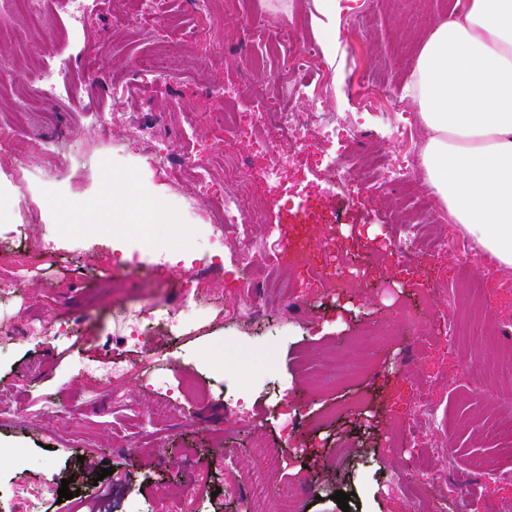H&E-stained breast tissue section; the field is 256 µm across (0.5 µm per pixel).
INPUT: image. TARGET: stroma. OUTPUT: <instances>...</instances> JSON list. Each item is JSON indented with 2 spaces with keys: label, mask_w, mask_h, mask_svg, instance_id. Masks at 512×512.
<instances>
[{
  "label": "stroma",
  "mask_w": 512,
  "mask_h": 512,
  "mask_svg": "<svg viewBox=\"0 0 512 512\" xmlns=\"http://www.w3.org/2000/svg\"><path fill=\"white\" fill-rule=\"evenodd\" d=\"M450 2L341 0L336 31L348 40L329 47L313 0H243L215 25L208 59L190 41L195 17L185 0H155L142 14L137 0H94L77 32L69 28L66 0H46L54 26L29 27L19 44L0 39V57L15 59L0 83V134L8 136L0 147V196L9 211L0 231L16 233L34 266L19 287L0 292V327L31 318L40 329L0 340V512H89L105 490L112 512H168L171 496L189 484L198 493L185 512H244L237 489L255 470L268 486L269 512H277L286 488L297 493L294 512H341L338 491L350 495L348 512H415L396 486L420 465L436 476L426 491L438 512H464L474 497L512 512V483L470 475L473 461L485 456L512 470V459L499 456L483 428L488 418L512 425V380L495 378L481 360L487 346L512 358V291H491L456 314L451 296L485 281L488 270L470 259L476 242L456 224L442 225L448 247L434 257L399 252L398 240L413 238L422 220L417 191L405 181L329 189L313 129L305 147L283 142L288 164L269 182L260 150L245 134L227 135L228 150L253 172L252 197L282 196L266 223L252 228L264 254L303 242L349 265L354 281L339 291L321 269L284 264L274 275L288 284L291 302L256 319L238 308L245 275L232 263L188 294L183 266L147 259L131 270L117 249L146 238L167 254L210 252L206 215L192 204V173L160 174L134 133L151 128L177 156L189 149L185 132L204 139L223 126L225 104L245 116L255 111L271 87L266 72L278 64L270 57L265 67L253 66L261 49H244L247 23L272 30L292 22L319 46L318 70L291 75L308 85L307 95L284 109L308 112L317 98L322 111L356 113L349 153L363 163L381 150L393 156L425 143L419 124L400 144L385 134L403 114L417 112L404 87ZM132 13L136 23L125 25ZM151 34L183 47L176 79L140 73ZM56 46L70 61L66 88L45 111H18L17 98L32 91L27 71L54 64ZM366 72L389 85V96L362 101L356 84ZM213 87L223 96H210ZM94 111L99 120L91 119ZM111 181L124 199L113 221L78 231L59 223L51 205L60 201L101 215ZM156 187L169 222L129 223L128 209L144 206ZM299 204L328 223H298ZM49 240L58 256L45 254ZM148 301L183 323L178 333L163 324L151 332L152 354L169 362L163 381L136 373L105 384L78 375L77 363L99 365L116 355L140 363L141 350L124 339V315ZM400 307L415 312L416 331L390 330ZM116 393L125 397L122 406L112 404ZM235 394L241 406L230 418L224 404ZM422 396L430 400L429 421L413 424L410 437L396 435L394 420L409 416ZM267 456L277 465L265 467ZM85 460L111 470L110 480L79 478ZM65 478L74 496L62 501Z\"/></svg>",
  "instance_id": "stroma-1"
}]
</instances>
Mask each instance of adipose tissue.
<instances>
[{"instance_id":"1","label":"adipose tissue","mask_w":512,"mask_h":512,"mask_svg":"<svg viewBox=\"0 0 512 512\" xmlns=\"http://www.w3.org/2000/svg\"><path fill=\"white\" fill-rule=\"evenodd\" d=\"M408 95L422 163L452 223L512 267V0H466L424 43Z\"/></svg>"}]
</instances>
